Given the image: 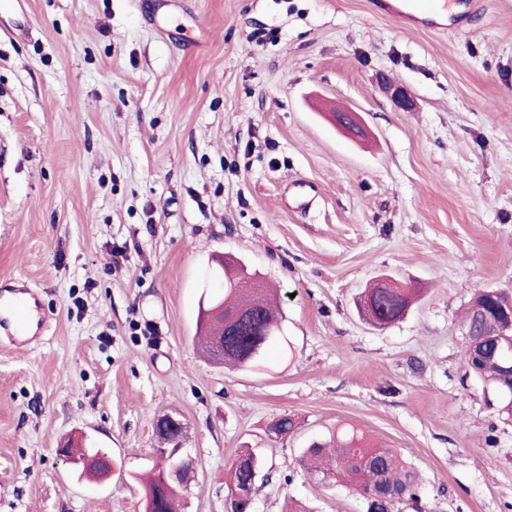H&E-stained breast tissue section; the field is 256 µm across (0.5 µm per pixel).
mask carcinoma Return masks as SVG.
I'll return each mask as SVG.
<instances>
[{"label": "carcinoma", "instance_id": "carcinoma-1", "mask_svg": "<svg viewBox=\"0 0 512 512\" xmlns=\"http://www.w3.org/2000/svg\"><path fill=\"white\" fill-rule=\"evenodd\" d=\"M225 292L222 306L224 316L229 317L244 306L249 307L252 319L249 323H226L206 321L202 325L206 352L215 358L216 342L224 341V365L237 368L255 367L262 364L268 349L275 343L285 340L281 317L270 302L265 299L267 289L243 288L241 284L257 277L245 264L238 261H224ZM378 289H367L359 301V309L371 325H376L388 317L401 320L413 303L414 292L408 288L400 293L387 296L383 310H370L367 303ZM475 301L482 306L480 313L468 312L467 325L472 326L485 337L487 345L493 347L505 342L501 335L503 320L498 300L488 291L480 293ZM464 359L467 366L487 383L500 387V370L496 364L473 363L471 346H466ZM302 467L311 475L324 477L334 472L356 482L367 502V512H386L374 496V490L381 484L392 486L402 493V499L418 502L420 478L415 469L401 462L391 448L368 445L363 438L349 432L336 436V448L329 449L323 443L315 442L301 458ZM260 466L255 455L244 452L238 455L230 468L233 484L231 512H250L253 493V475ZM192 470L181 469L175 476L158 469L145 487L146 512H181L179 492L186 484Z\"/></svg>", "mask_w": 512, "mask_h": 512}]
</instances>
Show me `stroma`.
Here are the masks:
<instances>
[{
    "instance_id": "obj_1",
    "label": "stroma",
    "mask_w": 512,
    "mask_h": 512,
    "mask_svg": "<svg viewBox=\"0 0 512 512\" xmlns=\"http://www.w3.org/2000/svg\"><path fill=\"white\" fill-rule=\"evenodd\" d=\"M453 2L409 29L370 0L0 11V287L36 291L43 323L0 338V512H144L165 414L195 461L182 512H227L245 448L251 512H366L299 465L344 428L419 472L393 512H512V415L464 361L472 299L512 290V0ZM347 107L365 138L333 122ZM219 255L281 295L265 367L197 346ZM382 278L416 301L377 329L355 301Z\"/></svg>"
}]
</instances>
